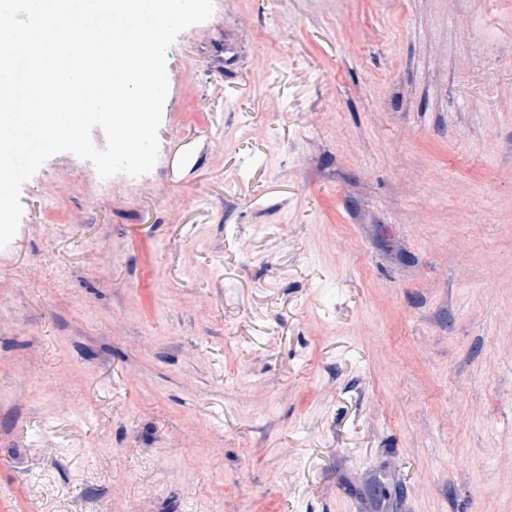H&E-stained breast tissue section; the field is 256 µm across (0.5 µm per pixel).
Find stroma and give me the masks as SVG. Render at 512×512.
Masks as SVG:
<instances>
[{"instance_id": "1", "label": "stroma", "mask_w": 512, "mask_h": 512, "mask_svg": "<svg viewBox=\"0 0 512 512\" xmlns=\"http://www.w3.org/2000/svg\"><path fill=\"white\" fill-rule=\"evenodd\" d=\"M154 167L0 248V512H512V0H214Z\"/></svg>"}]
</instances>
